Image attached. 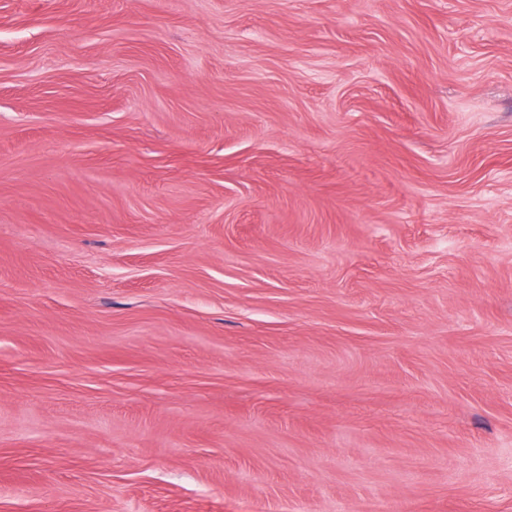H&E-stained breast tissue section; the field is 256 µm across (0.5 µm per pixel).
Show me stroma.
<instances>
[{
    "instance_id": "35a3bbf8",
    "label": "stroma",
    "mask_w": 512,
    "mask_h": 512,
    "mask_svg": "<svg viewBox=\"0 0 512 512\" xmlns=\"http://www.w3.org/2000/svg\"><path fill=\"white\" fill-rule=\"evenodd\" d=\"M0 512H512V0H0Z\"/></svg>"
}]
</instances>
